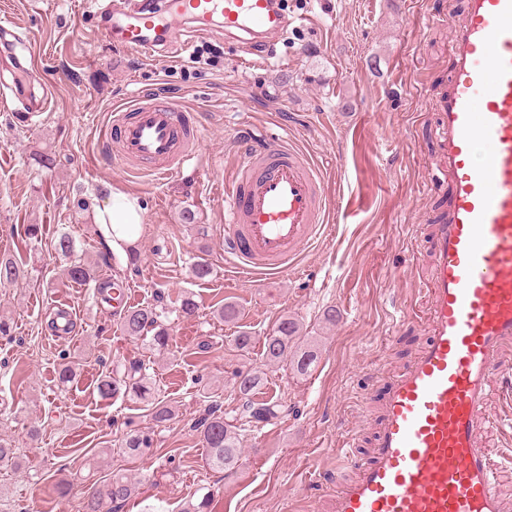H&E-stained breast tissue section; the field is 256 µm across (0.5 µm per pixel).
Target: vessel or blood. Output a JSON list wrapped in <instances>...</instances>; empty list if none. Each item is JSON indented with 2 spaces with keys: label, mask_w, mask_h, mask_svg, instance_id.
Masks as SVG:
<instances>
[{
  "label": "vessel or blood",
  "mask_w": 512,
  "mask_h": 512,
  "mask_svg": "<svg viewBox=\"0 0 512 512\" xmlns=\"http://www.w3.org/2000/svg\"><path fill=\"white\" fill-rule=\"evenodd\" d=\"M455 32L430 169L448 186L446 213L432 240L434 276L423 315L429 339L386 384L376 442L364 462L345 447L340 465H356L329 512H512L497 490L503 469L482 441L500 428L486 410L502 387L492 371L512 343V0H465ZM101 26L124 48L153 55L173 43L170 22L197 27L221 19L247 47L285 34L277 0H167L164 12L142 0L98 8ZM6 50L0 101L41 117L49 94L31 46L0 24ZM106 140L136 167L164 177L195 156L199 129L174 100L147 98L135 114L116 111ZM488 144L484 157L476 148ZM224 247L235 270L265 277L287 272L334 215L324 175L286 139L258 143L224 187Z\"/></svg>",
  "instance_id": "vessel-or-blood-1"
}]
</instances>
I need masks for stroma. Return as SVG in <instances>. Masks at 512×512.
<instances>
[{
    "mask_svg": "<svg viewBox=\"0 0 512 512\" xmlns=\"http://www.w3.org/2000/svg\"><path fill=\"white\" fill-rule=\"evenodd\" d=\"M287 4L294 22L269 58L250 54L221 24L192 35L180 20L176 47L149 61L105 36L86 0H0V22L39 44L41 78L55 91L37 124L0 110V253L21 256L28 269L26 280L0 286V317L12 325L0 336V437L21 464L0 471L7 512H82L81 493L60 497L58 477L116 470L139 488L124 512H183L203 487L215 496L213 512H326L337 482L352 474L336 465L343 437L356 453L370 447L384 379L428 340L413 306L417 281L430 278L431 218L448 202L429 164L464 0ZM211 51L218 65L208 64ZM141 90L179 101L201 134L195 159L163 179L130 170L102 140L113 102L135 107ZM283 136L323 168L332 204L355 215L261 284L236 274L224 254V183L248 144ZM106 185L145 209L133 259L106 251L97 233ZM27 224L40 225L38 239L25 237ZM62 229L91 259L106 255L99 275L127 283L132 305L161 303L164 353L150 338L128 340L93 287L61 278L51 238ZM201 260L212 274L197 280L191 267ZM186 292L198 305L192 316L176 310ZM227 301L240 309L238 323L217 318ZM64 302L76 323L58 336L47 322ZM330 307L332 324L323 318ZM284 315L320 348L306 375L263 364L261 342ZM241 329L255 338L245 356L233 344ZM204 342L209 350L198 354ZM132 359L147 365L153 398L173 406L166 426L153 428L147 401L95 391L101 372ZM63 360L78 373L68 387L55 378ZM245 366L264 368L259 394L284 411L247 432L242 464L224 479L206 465L194 425L208 397L235 408L232 373ZM132 429L152 431L149 455L120 452Z\"/></svg>",
    "mask_w": 512,
    "mask_h": 512,
    "instance_id": "stroma-1",
    "label": "stroma"
}]
</instances>
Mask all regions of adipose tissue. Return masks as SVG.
<instances>
[{"label": "adipose tissue", "instance_id": "adipose-tissue-1", "mask_svg": "<svg viewBox=\"0 0 512 512\" xmlns=\"http://www.w3.org/2000/svg\"><path fill=\"white\" fill-rule=\"evenodd\" d=\"M95 222L106 244L121 253L138 239L145 222L144 210L137 197L111 189Z\"/></svg>", "mask_w": 512, "mask_h": 512}]
</instances>
